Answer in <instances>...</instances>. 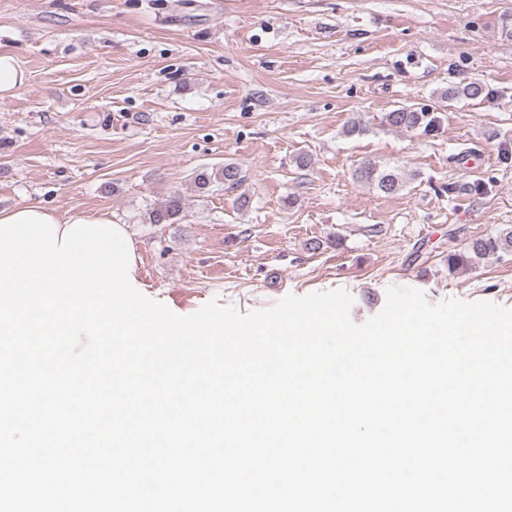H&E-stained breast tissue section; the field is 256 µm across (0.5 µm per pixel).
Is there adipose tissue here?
Listing matches in <instances>:
<instances>
[{
    "label": "adipose tissue",
    "mask_w": 512,
    "mask_h": 512,
    "mask_svg": "<svg viewBox=\"0 0 512 512\" xmlns=\"http://www.w3.org/2000/svg\"><path fill=\"white\" fill-rule=\"evenodd\" d=\"M136 259L128 226L107 213L62 216L31 203L0 210V320L34 289L52 314L14 334L76 336L93 320L102 335H134L126 300L139 286Z\"/></svg>",
    "instance_id": "adipose-tissue-1"
}]
</instances>
